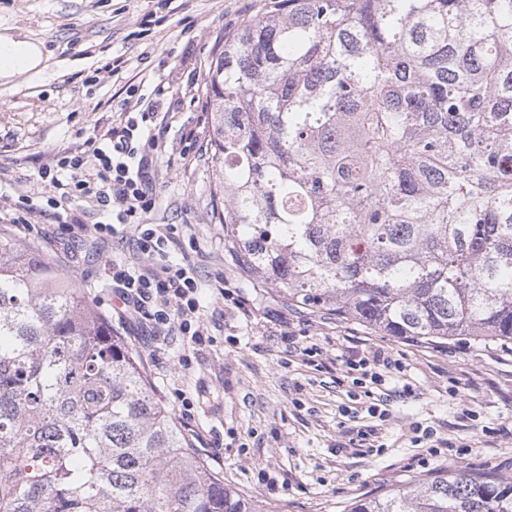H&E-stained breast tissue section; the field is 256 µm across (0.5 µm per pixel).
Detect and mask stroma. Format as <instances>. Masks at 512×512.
<instances>
[{
	"label": "stroma",
	"mask_w": 512,
	"mask_h": 512,
	"mask_svg": "<svg viewBox=\"0 0 512 512\" xmlns=\"http://www.w3.org/2000/svg\"><path fill=\"white\" fill-rule=\"evenodd\" d=\"M267 0H0V29L30 30L48 66L20 86L0 85V194L45 203L40 174L55 156L99 135L126 108L128 87L164 90L170 110L144 127L160 145L149 168L156 207L149 224H169L172 252L201 285L209 335L155 338L148 322L122 307L107 260H133L129 236L100 243L43 217L20 241L56 253L89 299L140 358L155 394L187 445L244 498L284 503L288 512H344L346 505L411 481L465 466L512 477V352L462 341L437 347L388 335L362 322L288 306L243 272L211 221L206 150L209 114L200 91L211 52L225 34L260 14ZM125 66L110 75L108 64ZM197 140H187L189 131ZM318 345L321 355L303 350ZM382 346L398 352L389 421L376 453H340L361 427L343 412L352 385L340 381L342 356ZM470 410L461 419V410ZM431 428L452 453L415 445L412 425Z\"/></svg>",
	"instance_id": "obj_1"
}]
</instances>
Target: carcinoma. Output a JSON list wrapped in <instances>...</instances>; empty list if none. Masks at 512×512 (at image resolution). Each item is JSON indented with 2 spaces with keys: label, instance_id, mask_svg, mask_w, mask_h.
<instances>
[{
  "label": "carcinoma",
  "instance_id": "1",
  "mask_svg": "<svg viewBox=\"0 0 512 512\" xmlns=\"http://www.w3.org/2000/svg\"><path fill=\"white\" fill-rule=\"evenodd\" d=\"M211 222L291 306L512 346V0H271L205 78ZM0 512H285L224 486L55 256L0 224ZM344 512H512L466 468Z\"/></svg>",
  "mask_w": 512,
  "mask_h": 512
}]
</instances>
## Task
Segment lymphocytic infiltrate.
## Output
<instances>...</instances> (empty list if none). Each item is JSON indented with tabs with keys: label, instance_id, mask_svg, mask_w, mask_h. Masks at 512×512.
Instances as JSON below:
<instances>
[{
	"label": "lymphocytic infiltrate",
	"instance_id": "f902f5d3",
	"mask_svg": "<svg viewBox=\"0 0 512 512\" xmlns=\"http://www.w3.org/2000/svg\"><path fill=\"white\" fill-rule=\"evenodd\" d=\"M153 139L145 138L136 117L88 139L84 150L60 157L42 171L49 189L46 206L28 203L25 216H17L9 197L0 195V216L16 230H24L28 216L51 210L56 223L82 227L75 200L92 202L103 213L93 224L91 235L100 241L114 236L117 227L128 228L137 259L132 263L110 261L112 286L124 307L149 322L157 336L177 332L200 343L208 321L197 298L198 282L190 265L169 260L178 240L167 224H147L143 214L151 212L156 196L149 185L147 170L152 162ZM354 386L350 394L355 405L351 417L367 414L373 423L358 433V445L375 446L376 421L388 420V408L376 403L373 387L384 385L392 371L401 369L400 360L383 348L370 349L344 360Z\"/></svg>",
	"mask_w": 512,
	"mask_h": 512
}]
</instances>
